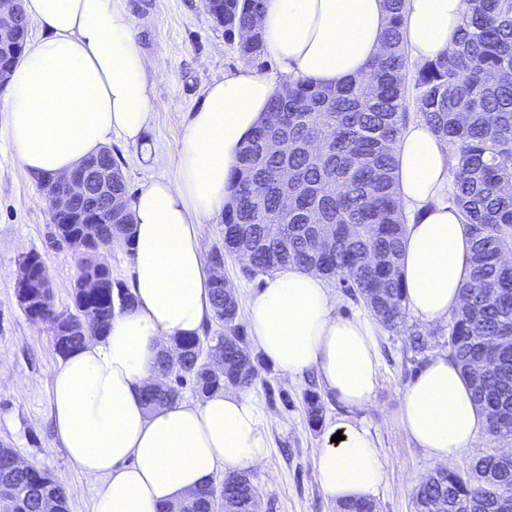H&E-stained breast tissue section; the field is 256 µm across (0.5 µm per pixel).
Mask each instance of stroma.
I'll use <instances>...</instances> for the list:
<instances>
[{
	"label": "stroma",
	"mask_w": 512,
	"mask_h": 512,
	"mask_svg": "<svg viewBox=\"0 0 512 512\" xmlns=\"http://www.w3.org/2000/svg\"><path fill=\"white\" fill-rule=\"evenodd\" d=\"M116 4L130 13L137 43L154 70L148 135L163 157L160 166H142L131 146L113 138L112 152L132 191L152 178L173 175L190 113L212 82L243 63L236 39L216 25L202 0ZM51 230L49 202L36 179L14 160L6 115L0 111V445L47 470L65 488L68 512H92L89 487L68 461L50 413L51 381L61 362L50 327L28 319L15 296L18 263L34 252L45 265L54 309L72 310L81 256L73 249L52 246ZM412 330L426 340L423 352L411 350ZM447 336V323L427 326L411 316L404 327L379 328L378 381L370 403L349 412L329 394L321 396L325 423L350 415L374 437L384 470L374 499L376 512H416V489L436 469L407 435L401 403L407 385L429 356L447 351ZM257 367L251 392L269 418L268 453L247 472L258 492L259 512H336L320 486L315 465L325 430L307 421L304 394L310 387L309 375L290 377L262 361Z\"/></svg>",
	"instance_id": "obj_1"
}]
</instances>
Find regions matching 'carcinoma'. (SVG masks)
Wrapping results in <instances>:
<instances>
[{"label":"carcinoma","mask_w":512,"mask_h":512,"mask_svg":"<svg viewBox=\"0 0 512 512\" xmlns=\"http://www.w3.org/2000/svg\"><path fill=\"white\" fill-rule=\"evenodd\" d=\"M459 47L416 67L407 80L404 0H387L386 52L369 64L365 81L318 86L290 80L273 96L265 120L240 153L234 198L224 210V248L212 250L210 267L224 265V255L241 241L254 243L248 274L294 266L338 280L363 301L382 325L394 329L407 314L399 261L406 222L396 195L392 145L406 124L407 93L417 117L446 139L453 150L449 201L461 212L472 242V275L465 284L463 307L448 324V349L462 366L474 401L483 410L495 404L498 417L487 421L493 437H512V390L492 373L478 378L472 364L512 335V0H464ZM206 7L224 32L253 31L239 41L240 59L252 63L264 55L256 19L263 0H208ZM100 159L115 169L112 193L126 200L127 185L112 155ZM294 178L283 195L280 171ZM127 206L112 210V223L97 225L102 239L128 234ZM214 318L224 327L215 339H173L180 355H166L158 365L168 385L145 391L154 407L176 401L185 387L203 398L224 387L248 389L256 377L252 356L237 324L238 300L213 280ZM130 293L103 288L85 297L73 293L74 310L43 311L51 331L64 333L54 342L65 356L112 320L115 306H127ZM213 353L224 360L221 373L206 361ZM304 399L309 422L318 424L320 395L310 389ZM14 450L0 454V497L16 512H42L45 499L67 508L65 491L50 474L32 464L15 466ZM512 489V459L489 454L468 477L429 475L415 493L417 512H502L500 499ZM255 489L247 474L229 473L218 492L201 488L183 499L182 512H254Z\"/></svg>","instance_id":"carcinoma-1"}]
</instances>
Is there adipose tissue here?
Returning a JSON list of instances; mask_svg holds the SVG:
<instances>
[{
	"label": "adipose tissue",
	"instance_id": "1",
	"mask_svg": "<svg viewBox=\"0 0 512 512\" xmlns=\"http://www.w3.org/2000/svg\"><path fill=\"white\" fill-rule=\"evenodd\" d=\"M43 35L13 67L4 100L13 156L32 175L55 177L121 137L138 163L161 162L148 136L149 64L129 13L113 0H24ZM463 0H405L413 60L452 52ZM386 0H264L266 53L292 79L333 86L363 79L386 43ZM275 83L247 68L214 82L188 123L173 178L143 183L128 202L132 257L129 306L102 335L62 360L52 378L51 415L70 462L88 479L94 512H166L209 485L219 469L260 462L268 417L242 389L204 401L146 406L145 388L163 379L158 356L173 337L197 336L213 316L212 273L200 243L202 219L233 201L238 156L265 117ZM397 195L407 217L400 272L408 311L426 324L462 305L471 275L470 241L446 200L451 148L425 122L406 125L394 144ZM249 336L266 362L296 376L315 369L348 410L365 407L378 376L376 328L336 313L323 275L288 267L248 300ZM404 427L427 457L445 464L485 427L462 370L431 356L407 387ZM316 455L320 485L334 501L377 495L383 464L370 432L349 418L326 429ZM339 442H332V435Z\"/></svg>",
	"mask_w": 512,
	"mask_h": 512
}]
</instances>
